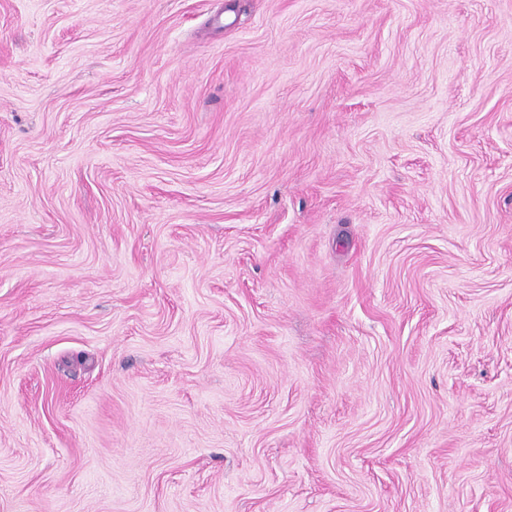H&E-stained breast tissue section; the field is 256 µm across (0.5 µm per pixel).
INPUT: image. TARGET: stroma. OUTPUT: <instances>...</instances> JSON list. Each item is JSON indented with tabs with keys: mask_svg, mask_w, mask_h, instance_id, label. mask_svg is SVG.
I'll list each match as a JSON object with an SVG mask.
<instances>
[{
	"mask_svg": "<svg viewBox=\"0 0 512 512\" xmlns=\"http://www.w3.org/2000/svg\"><path fill=\"white\" fill-rule=\"evenodd\" d=\"M0 512H512V0H0Z\"/></svg>",
	"mask_w": 512,
	"mask_h": 512,
	"instance_id": "35a3bbf8",
	"label": "stroma"
}]
</instances>
